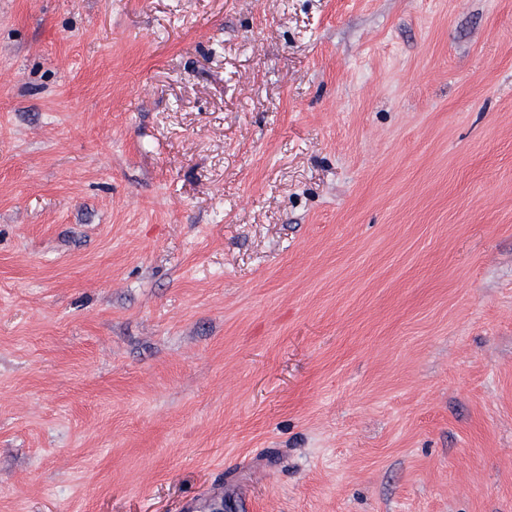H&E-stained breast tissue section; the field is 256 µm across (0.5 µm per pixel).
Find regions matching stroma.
Segmentation results:
<instances>
[{"mask_svg":"<svg viewBox=\"0 0 512 512\" xmlns=\"http://www.w3.org/2000/svg\"><path fill=\"white\" fill-rule=\"evenodd\" d=\"M0 512H512V0H0Z\"/></svg>","mask_w":512,"mask_h":512,"instance_id":"1","label":"stroma"}]
</instances>
